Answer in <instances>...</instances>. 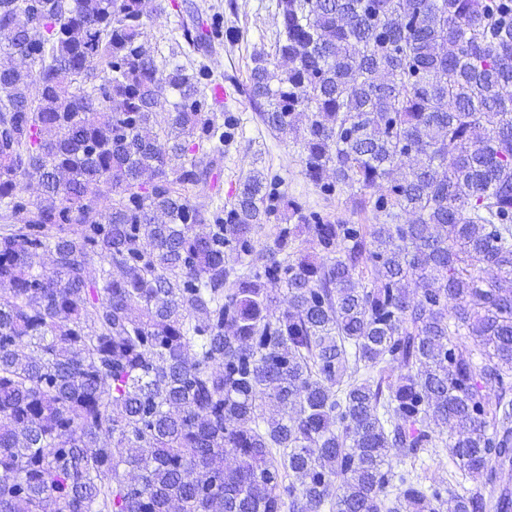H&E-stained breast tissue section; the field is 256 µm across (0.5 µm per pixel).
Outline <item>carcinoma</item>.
Returning a JSON list of instances; mask_svg holds the SVG:
<instances>
[{"instance_id":"1","label":"carcinoma","mask_w":512,"mask_h":512,"mask_svg":"<svg viewBox=\"0 0 512 512\" xmlns=\"http://www.w3.org/2000/svg\"><path fill=\"white\" fill-rule=\"evenodd\" d=\"M277 11L258 120L384 221L258 170L192 203L238 123L145 0H0V512H512L386 465L448 428L463 479L512 469V0Z\"/></svg>"}]
</instances>
